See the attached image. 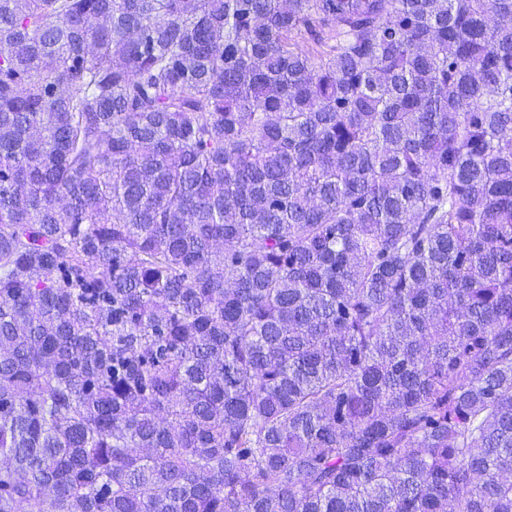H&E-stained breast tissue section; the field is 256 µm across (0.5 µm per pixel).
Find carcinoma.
Returning <instances> with one entry per match:
<instances>
[{"mask_svg":"<svg viewBox=\"0 0 512 512\" xmlns=\"http://www.w3.org/2000/svg\"><path fill=\"white\" fill-rule=\"evenodd\" d=\"M0 512H512V0H0Z\"/></svg>","mask_w":512,"mask_h":512,"instance_id":"obj_1","label":"carcinoma"}]
</instances>
